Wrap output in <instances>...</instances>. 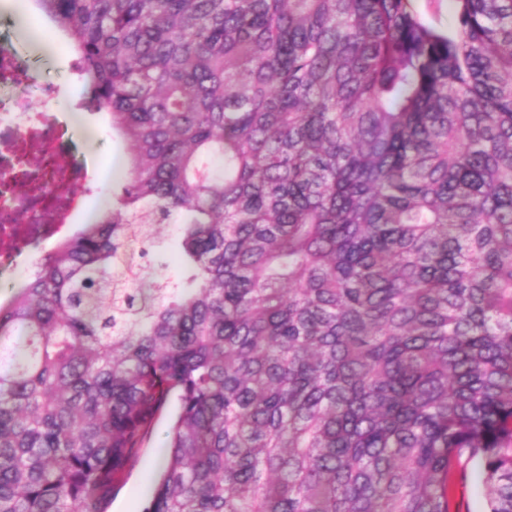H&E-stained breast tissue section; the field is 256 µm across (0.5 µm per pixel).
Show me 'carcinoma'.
I'll list each match as a JSON object with an SVG mask.
<instances>
[{
    "label": "carcinoma",
    "mask_w": 512,
    "mask_h": 512,
    "mask_svg": "<svg viewBox=\"0 0 512 512\" xmlns=\"http://www.w3.org/2000/svg\"><path fill=\"white\" fill-rule=\"evenodd\" d=\"M112 210L0 307V512H512V0H35ZM164 224L177 225L170 239ZM182 261L173 281L156 255ZM411 6L420 19L438 30L445 33L453 30L455 0H411ZM178 403L171 397L164 408L154 414L148 423L145 435L131 457L123 482L113 491L109 512H139L151 498L135 496L136 490L143 484L154 490L155 480L161 469V464L167 456V433ZM146 487L140 488V494ZM486 497L480 464L466 457L456 468L451 512H485Z\"/></svg>",
    "instance_id": "cac0c4a2"
}]
</instances>
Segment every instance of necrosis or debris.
<instances>
[{"mask_svg":"<svg viewBox=\"0 0 512 512\" xmlns=\"http://www.w3.org/2000/svg\"><path fill=\"white\" fill-rule=\"evenodd\" d=\"M30 66L0 45V276L33 264L32 248L72 234L81 193L89 180L66 143L63 125L46 104L32 110L5 88L28 84Z\"/></svg>","mask_w":512,"mask_h":512,"instance_id":"obj_1","label":"necrosis or debris"}]
</instances>
